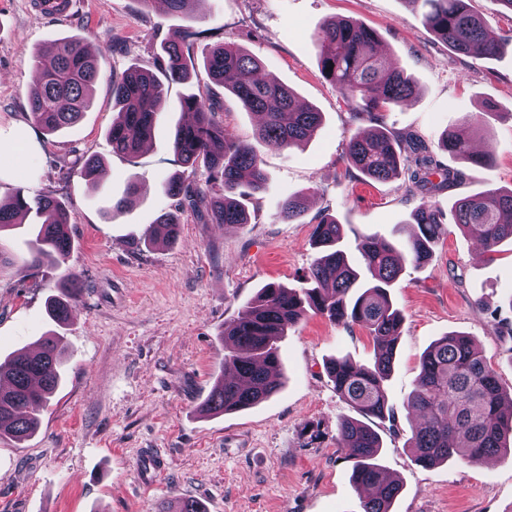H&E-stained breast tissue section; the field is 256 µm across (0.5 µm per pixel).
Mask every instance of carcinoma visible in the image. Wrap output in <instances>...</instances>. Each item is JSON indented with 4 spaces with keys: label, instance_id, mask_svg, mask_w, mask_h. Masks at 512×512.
I'll return each mask as SVG.
<instances>
[{
    "label": "carcinoma",
    "instance_id": "cac0c4a2",
    "mask_svg": "<svg viewBox=\"0 0 512 512\" xmlns=\"http://www.w3.org/2000/svg\"><path fill=\"white\" fill-rule=\"evenodd\" d=\"M423 25L454 51L486 58L496 56L499 43L466 0H424ZM324 78L342 95L353 115L372 117L411 98L416 82L403 68L390 64L377 52L375 31L353 20H332L316 38ZM160 73L130 66L112 74V108L117 110L109 135L112 151L134 158L151 137L159 120L166 84L189 78V65L177 43L162 47ZM204 65L210 80L224 86L248 112L259 117L256 139L276 149H291L308 142L320 129L322 115L299 103L295 93L281 83L258 79L259 59L241 47L225 42L209 50ZM37 78L28 87L27 102L34 121L48 132L75 125L90 105L89 91L98 78V60L81 38L55 43L51 52L34 59ZM182 110L195 115L178 127L173 149L190 172L165 189L174 203L162 210L145 235V241L174 242L183 208L193 210L204 224L226 226L250 223L240 198L263 190L265 174L257 148L235 138L219 122V107L206 86L184 98ZM402 139L381 126L354 134L346 159L371 180H385L408 162L409 180L422 195L413 213L417 231L405 241L369 236L358 242L361 260L340 248L343 225L322 216L315 228L320 255L311 264L299 291L269 283L233 322L224 325V370L204 400L206 414L242 410L270 399L278 390L279 337L312 310L342 324L368 329L378 350L373 365L336 357L326 372L336 393L362 416L343 418L337 438L355 460L352 481L363 494L361 512H391L401 486L385 476L376 463L382 448L378 429L394 421L385 382L396 358L402 323L394 308L390 288L404 263L427 262L440 236L445 215L433 196L453 185L461 172L443 168L422 142L412 155L401 153ZM440 147L448 154L476 166H489L491 153H475L461 132H445ZM36 210L41 223L30 242L31 262L60 264L71 251L68 209L61 200L17 192L0 201V231L17 223L23 211ZM304 213V198L283 201L278 218L287 223ZM450 214L454 224L493 255L506 240L512 241V190H488L457 199ZM63 296L49 302L51 319L62 325L69 319L72 301L80 287L74 274L63 277ZM61 337L51 331L30 351H18L8 364H0V436L19 441L32 436L38 426L35 411L45 404L61 381L65 351ZM494 370L470 337L450 333L423 355L416 388L407 406L418 411V424L408 439L417 462L432 466L452 457L478 462L507 451L512 434V403ZM369 423H364V420Z\"/></svg>",
    "mask_w": 512,
    "mask_h": 512
}]
</instances>
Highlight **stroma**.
Returning a JSON list of instances; mask_svg holds the SVG:
<instances>
[{"instance_id":"1","label":"stroma","mask_w":512,"mask_h":512,"mask_svg":"<svg viewBox=\"0 0 512 512\" xmlns=\"http://www.w3.org/2000/svg\"><path fill=\"white\" fill-rule=\"evenodd\" d=\"M31 0H0V199L17 191L65 202L73 247L62 267L29 264L35 215L0 232V362L58 329L66 351L62 381L40 408L28 441L0 437V512H158L160 505L203 501L207 512H359L354 461L337 441L352 409L336 394L326 363L348 356L372 365L369 333L308 314L278 342L281 387L269 400L217 416L200 405L224 360L222 333L265 285L299 286L316 252L321 214L343 224L344 244L363 235L403 239L420 204L406 172L365 179L345 157L349 138L369 127L352 119L321 74L314 36L332 18H353L376 31L381 52L411 73L417 93L382 116L388 130L422 139L439 160L463 173L435 197L450 210L462 196L512 189V11L496 0H470L501 36L494 58L461 55L422 24L418 0H205L173 15L140 0H81L67 19L39 17ZM67 37L98 47L100 70L89 108L73 128L38 129L26 89L37 52ZM181 43L191 58L186 82L170 84L151 142L136 159L113 153L110 76L131 65L154 68L162 46ZM232 41L262 62L261 76L288 85L323 114L307 144L261 148L265 187L245 197L249 223H199L184 211L176 242L142 239L169 198L165 184L183 165L172 149L186 115L182 97L208 78V47ZM218 117L253 142L257 117L214 87ZM474 123L472 145L494 151L477 167L438 149L445 130ZM103 160L95 179L80 175L81 158ZM140 191L112 210L130 182ZM306 193L298 222L278 218L281 202ZM82 283L66 324L54 325L47 300L65 272ZM403 315L394 370L387 383L395 412L382 431L379 463L400 482L391 512H512V456L470 463L455 458L424 466L407 448L416 416L406 407L430 346L449 333L468 335L512 393V243L491 258L455 225L429 263L405 265L390 290ZM159 448L167 470L151 487L137 472L140 449Z\"/></svg>"}]
</instances>
